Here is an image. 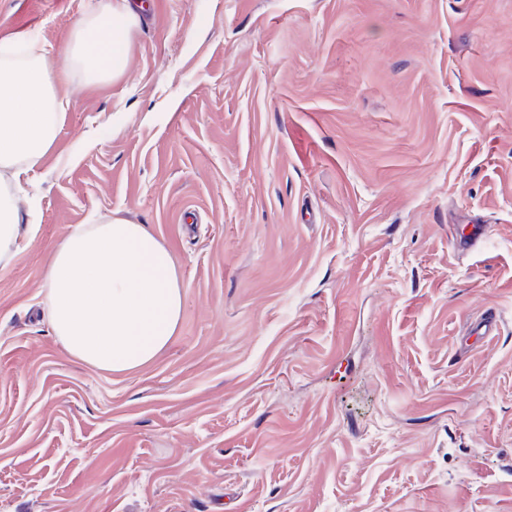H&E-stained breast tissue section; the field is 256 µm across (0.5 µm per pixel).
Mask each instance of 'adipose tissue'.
I'll return each mask as SVG.
<instances>
[{
	"label": "adipose tissue",
	"instance_id": "ef3b65f1",
	"mask_svg": "<svg viewBox=\"0 0 512 512\" xmlns=\"http://www.w3.org/2000/svg\"><path fill=\"white\" fill-rule=\"evenodd\" d=\"M139 16L128 0H98L74 22L64 47L69 70L95 85L121 76ZM38 42H0V264L38 230L36 209L21 213L27 175L54 145L67 101ZM47 323L80 362L123 372L153 360L181 319L183 281L166 246L143 224L107 218L80 224L47 269Z\"/></svg>",
	"mask_w": 512,
	"mask_h": 512
}]
</instances>
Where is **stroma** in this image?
I'll use <instances>...</instances> for the list:
<instances>
[{
	"mask_svg": "<svg viewBox=\"0 0 512 512\" xmlns=\"http://www.w3.org/2000/svg\"><path fill=\"white\" fill-rule=\"evenodd\" d=\"M94 2L0 0V41L63 66ZM147 2L0 265V512H512V0ZM103 216L184 283L123 373L45 317Z\"/></svg>",
	"mask_w": 512,
	"mask_h": 512,
	"instance_id": "obj_1",
	"label": "stroma"
}]
</instances>
